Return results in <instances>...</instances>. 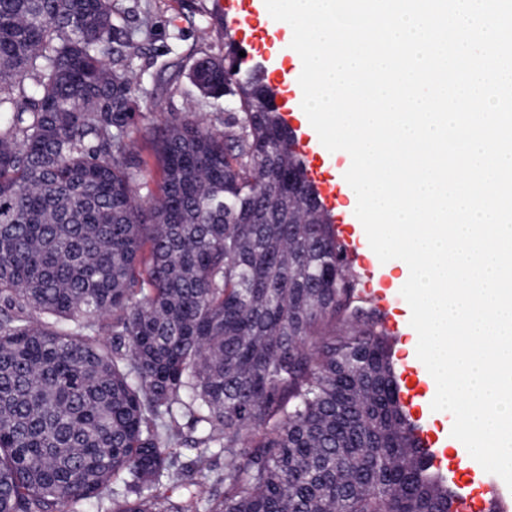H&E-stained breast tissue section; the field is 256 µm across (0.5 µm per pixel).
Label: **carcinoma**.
<instances>
[{"instance_id": "obj_1", "label": "carcinoma", "mask_w": 512, "mask_h": 512, "mask_svg": "<svg viewBox=\"0 0 512 512\" xmlns=\"http://www.w3.org/2000/svg\"><path fill=\"white\" fill-rule=\"evenodd\" d=\"M127 13L0 0V512H457L280 91L142 111Z\"/></svg>"}]
</instances>
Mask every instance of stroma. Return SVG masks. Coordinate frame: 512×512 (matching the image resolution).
Returning a JSON list of instances; mask_svg holds the SVG:
<instances>
[{"instance_id":"35a3bbf8","label":"stroma","mask_w":512,"mask_h":512,"mask_svg":"<svg viewBox=\"0 0 512 512\" xmlns=\"http://www.w3.org/2000/svg\"><path fill=\"white\" fill-rule=\"evenodd\" d=\"M261 4L262 0H152L153 31L148 39L138 43L133 64L138 83L147 91L142 109L165 113L196 111L211 121L223 115V105L201 103L193 97L189 78H182L174 86L167 84L166 79L174 61L189 65L207 55L223 54L224 33L229 30L247 44L248 60L265 59L268 81L281 90L290 108L288 118L300 136V150L312 156L321 154L322 144L300 110L296 87L279 76L288 67L289 41L282 39L274 48H267L263 34L244 21L249 12L260 10ZM330 208L338 236L361 278L363 295L385 313L386 326L396 340L395 358L403 401L421 425L423 438L440 459L444 476H451L459 465L454 451L456 442L444 424L443 414L431 408L423 363L407 348L413 332L411 309L393 280L395 271L371 249L353 209L340 207L335 201Z\"/></svg>"}]
</instances>
